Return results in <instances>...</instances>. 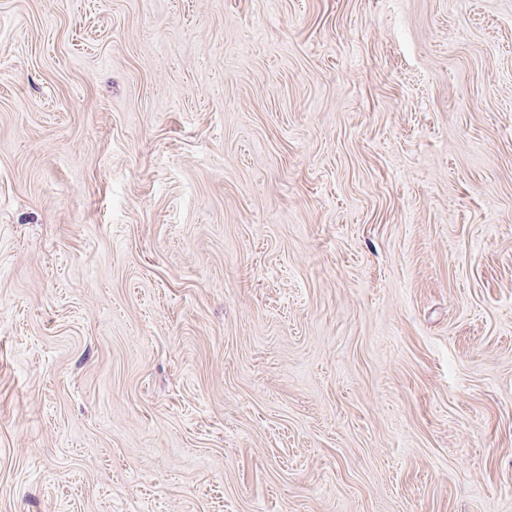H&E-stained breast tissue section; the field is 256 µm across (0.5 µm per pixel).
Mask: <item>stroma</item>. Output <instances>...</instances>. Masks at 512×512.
<instances>
[{"label": "stroma", "instance_id": "1", "mask_svg": "<svg viewBox=\"0 0 512 512\" xmlns=\"http://www.w3.org/2000/svg\"><path fill=\"white\" fill-rule=\"evenodd\" d=\"M0 512H512V0H0Z\"/></svg>", "mask_w": 512, "mask_h": 512}]
</instances>
